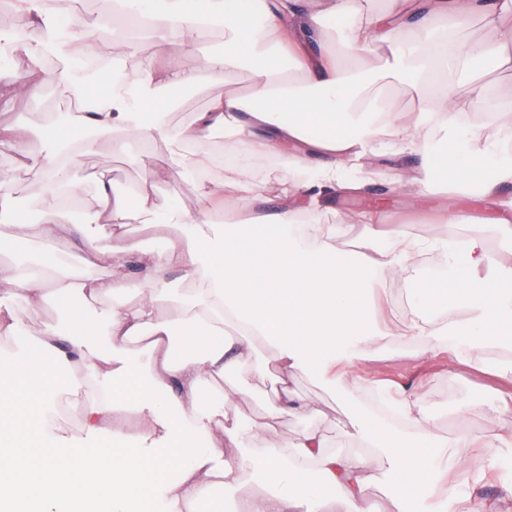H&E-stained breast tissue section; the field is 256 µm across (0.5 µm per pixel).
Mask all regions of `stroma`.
Returning a JSON list of instances; mask_svg holds the SVG:
<instances>
[{
    "mask_svg": "<svg viewBox=\"0 0 512 512\" xmlns=\"http://www.w3.org/2000/svg\"><path fill=\"white\" fill-rule=\"evenodd\" d=\"M5 53L9 61L0 65V97L5 100L4 105L0 106V122L21 124L29 127L32 133H40L47 115L59 116L67 111L66 99L53 84L43 85L34 95L18 94L20 80L26 79L36 65L29 54L22 50L9 47ZM250 89L251 75L248 68H239L225 76L212 75L209 82L189 90L179 100L170 119L175 123L188 121L194 113L203 111L213 96L227 91L244 96ZM139 152L152 158L161 171L159 177H150L134 161V154ZM377 162L378 172L363 190L340 194L329 200V207L359 211L362 210L364 201L388 196L386 231L398 230L408 238L417 240L447 239L452 226L441 221L438 211L442 206L454 204L467 210L469 215L483 217L481 203L477 195L471 192H460L447 197L436 193L427 194L412 203L401 194H388V181L394 171L387 156H378ZM103 165L111 167L114 182L125 186L131 199L146 196L150 208L156 210L177 203L194 207L202 190L201 183L188 181L171 163L166 145L159 140L140 145L123 135H116L113 144L106 146L100 155L89 157L75 171L74 179L84 195L89 196L96 192L95 173ZM431 259L430 253H422L417 257L415 267L409 268L407 277L385 281L384 287L392 300L393 308L386 321L394 325L396 334L391 344L381 347L365 361L362 374L368 384L376 387L418 385L423 395V408L434 432L448 434L497 428L502 425V418L477 422L467 416L465 410L474 403L492 402L500 387L499 380L471 367L449 366L448 354L444 351L438 350L427 359H418L417 354L424 348L425 342L422 338L411 335L405 328L408 313L407 278L416 275L418 265L430 262ZM294 388L306 409L283 416L277 425L280 433L292 437L307 428L317 427L328 440L337 441L339 453L353 459L364 455V447L344 433L348 415L362 409L363 394L357 391L348 395L335 394L303 376L296 379ZM89 392V387H82L69 401L63 403L56 447L74 451L90 446H111L110 435H100L93 441L85 437L82 403ZM452 454L469 460L468 489L486 503L487 512H512V499L505 498L501 487L502 482L512 479V465L490 467L487 458L473 448H456Z\"/></svg>",
    "mask_w": 512,
    "mask_h": 512,
    "instance_id": "1",
    "label": "stroma"
}]
</instances>
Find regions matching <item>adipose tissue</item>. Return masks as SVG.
<instances>
[{
  "label": "adipose tissue",
  "instance_id": "adipose-tissue-1",
  "mask_svg": "<svg viewBox=\"0 0 512 512\" xmlns=\"http://www.w3.org/2000/svg\"><path fill=\"white\" fill-rule=\"evenodd\" d=\"M388 10L361 17L357 0H117L127 35L112 40V67L76 77L72 62L97 53L94 26L70 16L68 0H18L20 28L38 29L69 15L56 37L71 62L50 79L82 105L45 129L40 153H31L29 133L0 124V148L11 150L44 186L37 223H28L0 170V250L13 253L0 265V333L37 337L42 358L30 374L26 348L0 355V499L37 498L53 504L72 497L106 499L112 512H366L368 473L385 462L400 477L385 512H404L408 497L428 493L441 469L463 475L466 461L447 455L448 438L433 433L417 387L389 396L406 420L394 431L375 417H351L347 436L368 452L358 459L330 451L322 431L294 439L278 435L285 412L301 408L292 388L301 376L328 388L363 390L362 364L389 331L371 319L386 305L385 280L406 274L418 253L438 250L449 275L423 281L405 321L430 349L446 348L452 363L476 364L512 384V265L490 248L484 225L447 207L451 224L466 234L422 242L384 236V212L332 210L327 196L357 189L376 172L378 143L392 155L411 147L423 154L417 168L398 169L394 191L408 199L436 191H474L496 213L494 226L512 238L506 218L512 202L500 189L512 183V137L465 113L486 92L484 76L512 69V0H390ZM481 12L490 41L466 45L457 38L469 15ZM344 24L334 39L327 24ZM203 27L224 37L205 71L189 68L184 56ZM144 33L152 51L134 56V33ZM385 48L379 70L361 66L374 48ZM248 66L251 95L213 97L189 122L173 125L169 108L203 72L226 73ZM385 76L414 93L420 106L406 124L365 102V86ZM470 95L459 98L458 84ZM139 140L163 139L170 161L201 181L195 211L175 205L147 217L146 203L131 205L113 190L112 171L101 168L97 192L83 197L72 178L75 167L96 153L112 132ZM231 139L238 161L210 177L214 157L207 142L214 131ZM282 162L279 177L262 171ZM274 196L277 209L241 219L228 200ZM93 213L102 235L118 238L117 264L103 275V260L91 239L75 246L79 227L64 221L69 205ZM141 224L157 240L148 251L123 237L125 225ZM354 233L360 250L347 263L333 252L337 238ZM53 251L32 254V240ZM141 277L126 280L127 264ZM177 269L189 286L173 293L167 279ZM133 291L135 300L109 311L96 302ZM53 304L58 319L39 326L20 322L10 307ZM169 301L174 316L157 312ZM85 366L96 393L84 411L87 435L112 433L113 448L93 459L50 450L54 429L46 417L56 401L77 388L66 372L72 359ZM277 368L283 388L262 421H251L239 398ZM137 445L124 447L128 427ZM269 438L260 447L259 433ZM481 448L491 460L512 462V426L465 432L456 439ZM261 479L260 495L233 503L216 488L235 489Z\"/></svg>",
  "mask_w": 512,
  "mask_h": 512
}]
</instances>
